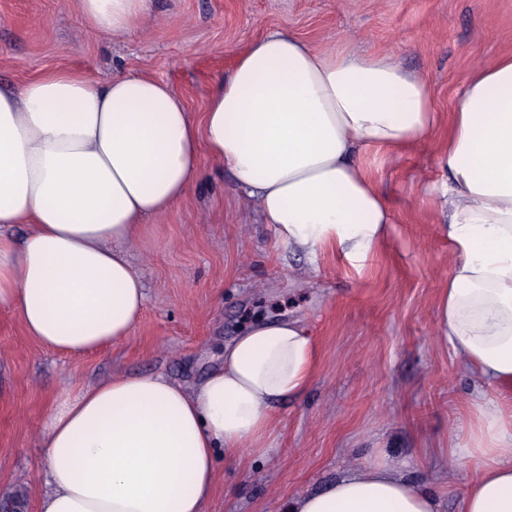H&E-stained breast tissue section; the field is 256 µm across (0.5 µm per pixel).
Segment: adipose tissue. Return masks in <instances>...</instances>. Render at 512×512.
<instances>
[{
	"label": "adipose tissue",
	"mask_w": 512,
	"mask_h": 512,
	"mask_svg": "<svg viewBox=\"0 0 512 512\" xmlns=\"http://www.w3.org/2000/svg\"><path fill=\"white\" fill-rule=\"evenodd\" d=\"M83 26L138 29L152 0H78ZM426 81L394 59L287 29L253 40L201 117L167 83L51 70L0 89V310L40 348L80 358L130 336L147 303L129 246L223 164L277 239L360 274L392 212L359 155L398 152L437 126ZM453 255L434 334L487 389L448 451L462 512H512V53L476 66L437 152ZM24 226L22 237L13 230ZM319 346L298 319L256 320L186 387L161 373L85 383L49 408L37 512H206L216 461L263 453L278 402L310 385ZM282 512H442L406 464L380 454Z\"/></svg>",
	"instance_id": "1"
}]
</instances>
